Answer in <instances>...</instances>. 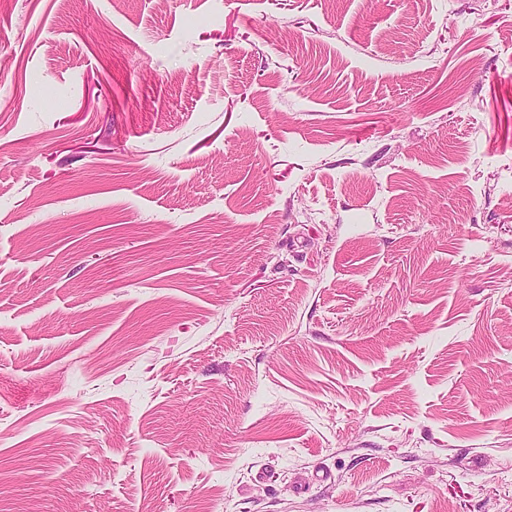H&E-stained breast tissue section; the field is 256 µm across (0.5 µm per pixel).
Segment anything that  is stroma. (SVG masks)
Here are the masks:
<instances>
[{
    "instance_id": "obj_1",
    "label": "stroma",
    "mask_w": 512,
    "mask_h": 512,
    "mask_svg": "<svg viewBox=\"0 0 512 512\" xmlns=\"http://www.w3.org/2000/svg\"><path fill=\"white\" fill-rule=\"evenodd\" d=\"M512 512V0H11L0 512Z\"/></svg>"
}]
</instances>
